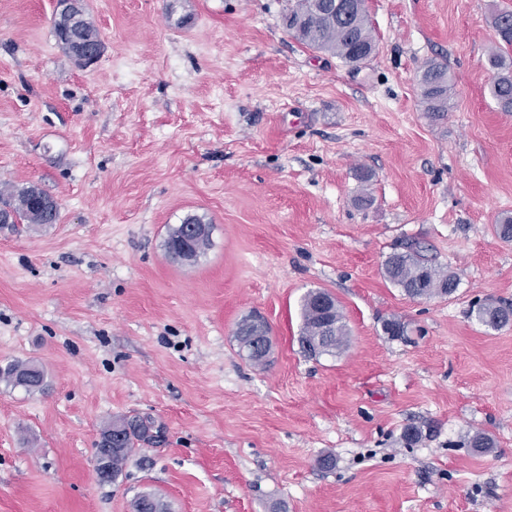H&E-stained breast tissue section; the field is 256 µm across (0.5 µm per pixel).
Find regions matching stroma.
Instances as JSON below:
<instances>
[{
  "instance_id": "obj_1",
  "label": "stroma",
  "mask_w": 512,
  "mask_h": 512,
  "mask_svg": "<svg viewBox=\"0 0 512 512\" xmlns=\"http://www.w3.org/2000/svg\"><path fill=\"white\" fill-rule=\"evenodd\" d=\"M57 4L0 0V182L60 211L0 224V367L48 381L0 383V512H134L146 491L170 512H512V324L471 313L512 304L494 232L512 112L487 80L512 0H368L378 52L355 67L293 38L287 0H86L104 50L80 68ZM432 59L452 80L440 120L418 90ZM190 214L211 246L178 263L163 241ZM410 241L452 295L385 278ZM317 289L349 335L315 358ZM251 315L271 328L261 369L235 339ZM126 415L165 441L100 483V432ZM478 432L491 452L467 447ZM317 292L329 294L323 290L311 291L303 298L301 303L302 328L300 342L304 351L314 357L324 354H335L342 347L347 335L346 325L343 322V316L338 309L336 301L335 306H332L333 312L329 315H324L319 306L325 309L328 306V299L322 296L318 299V306L312 297ZM324 320L329 323L331 329L326 326ZM324 346L327 349H323ZM475 318L481 325L487 328L499 329L512 321V305H480L475 311ZM0 381L28 392L42 390L45 385L43 369L31 361H17L0 368Z\"/></svg>"
}]
</instances>
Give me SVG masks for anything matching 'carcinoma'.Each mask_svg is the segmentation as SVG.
Listing matches in <instances>:
<instances>
[{"label":"carcinoma","instance_id":"carcinoma-1","mask_svg":"<svg viewBox=\"0 0 512 512\" xmlns=\"http://www.w3.org/2000/svg\"><path fill=\"white\" fill-rule=\"evenodd\" d=\"M329 3L330 0H293L286 13L288 31L312 49L329 53L346 64H357L369 49L377 46L368 15L363 12L349 20L340 11L327 8ZM493 28L499 39L512 47V11L498 12L493 18ZM55 36L66 53L71 55L74 45L97 39L99 33L91 16L84 10L70 30L57 32ZM488 66L493 75L488 85L491 98L499 110L512 112V55L494 50L488 57ZM448 86L447 64L431 60L421 67L418 75L420 102L430 116L441 117L448 112ZM1 204L13 212L15 224H54L59 219L57 212L49 218L42 215L29 186L16 189L7 183L1 184ZM187 222L202 224L204 218L188 215L181 224L168 231L164 240L168 257H173V247L182 236L183 224ZM384 277L410 296L451 295L456 290L454 278L434 265L417 243L406 244L405 251L388 258ZM313 295L314 292H309L301 303L300 342L310 356L333 355L344 343L346 325L338 306H333V312L325 315ZM475 318L487 328L499 329L512 322V305L483 304L476 309ZM0 381L35 392L45 385V373L31 361H17L0 368ZM163 438V429L148 418L116 419L101 431L100 439L112 440V454L100 460L99 467L107 469L113 481L121 474L133 452L145 446H156L163 442ZM134 512H170V508L157 494L145 492L135 500Z\"/></svg>","mask_w":512,"mask_h":512}]
</instances>
